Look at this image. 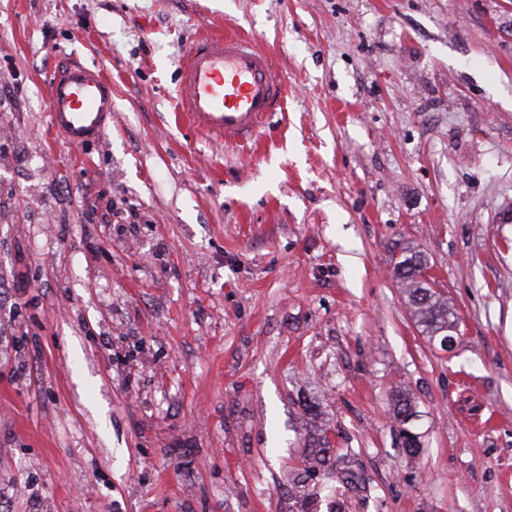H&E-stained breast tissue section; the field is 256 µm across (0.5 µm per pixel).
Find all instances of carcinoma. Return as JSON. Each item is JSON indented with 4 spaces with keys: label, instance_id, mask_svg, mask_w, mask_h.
Listing matches in <instances>:
<instances>
[{
    "label": "carcinoma",
    "instance_id": "1",
    "mask_svg": "<svg viewBox=\"0 0 512 512\" xmlns=\"http://www.w3.org/2000/svg\"><path fill=\"white\" fill-rule=\"evenodd\" d=\"M427 260L420 254L404 255L394 264L397 278L406 288L408 304L423 331L430 336H447L451 326L448 302L433 291L424 270Z\"/></svg>",
    "mask_w": 512,
    "mask_h": 512
}]
</instances>
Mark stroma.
I'll return each mask as SVG.
<instances>
[{
    "label": "stroma",
    "instance_id": "35a3bbf8",
    "mask_svg": "<svg viewBox=\"0 0 512 512\" xmlns=\"http://www.w3.org/2000/svg\"><path fill=\"white\" fill-rule=\"evenodd\" d=\"M208 35L286 87L243 147L175 99ZM69 59L112 87L81 149ZM511 205L512 0H0V512H512ZM48 83L55 134L76 147L101 143L112 120V88L100 71L68 62L49 75ZM427 268V260L418 253L403 255L394 264V272L406 288L408 304L418 324L428 335L444 339L448 337L452 313L448 302L433 291L431 282L426 279L424 270Z\"/></svg>",
    "mask_w": 512,
    "mask_h": 512
}]
</instances>
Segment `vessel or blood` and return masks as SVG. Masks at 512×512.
I'll use <instances>...</instances> for the list:
<instances>
[{"mask_svg": "<svg viewBox=\"0 0 512 512\" xmlns=\"http://www.w3.org/2000/svg\"><path fill=\"white\" fill-rule=\"evenodd\" d=\"M48 83L56 135L76 147L101 143L112 120V88L100 71L73 61L50 74ZM176 94L196 129L237 145L261 133L285 86L250 39L211 35L190 46Z\"/></svg>", "mask_w": 512, "mask_h": 512, "instance_id": "obj_1", "label": "vessel or blood"}]
</instances>
